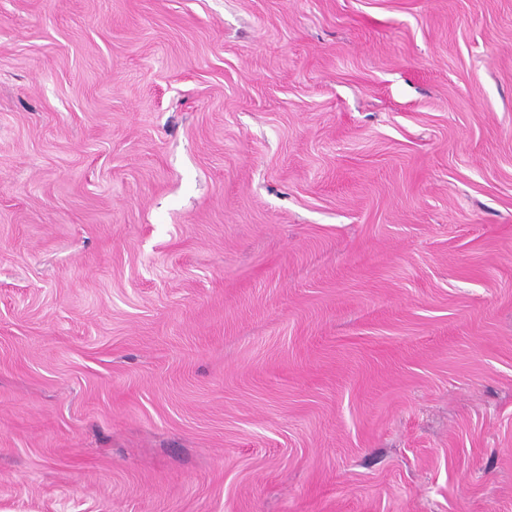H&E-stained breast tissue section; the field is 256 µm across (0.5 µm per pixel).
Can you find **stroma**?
<instances>
[{"mask_svg": "<svg viewBox=\"0 0 512 512\" xmlns=\"http://www.w3.org/2000/svg\"><path fill=\"white\" fill-rule=\"evenodd\" d=\"M0 512H512V0H0Z\"/></svg>", "mask_w": 512, "mask_h": 512, "instance_id": "1", "label": "stroma"}]
</instances>
